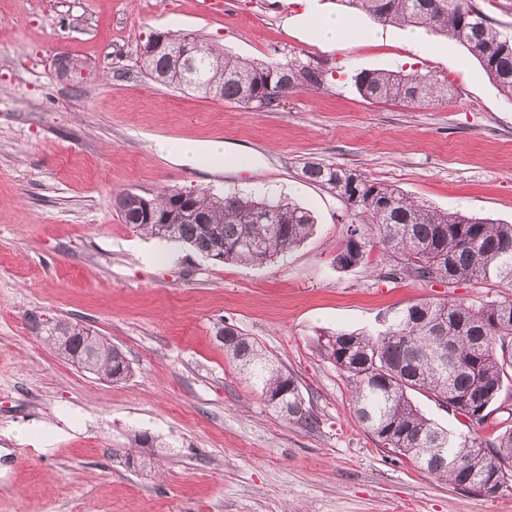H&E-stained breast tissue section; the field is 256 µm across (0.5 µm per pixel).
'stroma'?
<instances>
[{"instance_id": "obj_1", "label": "stroma", "mask_w": 512, "mask_h": 512, "mask_svg": "<svg viewBox=\"0 0 512 512\" xmlns=\"http://www.w3.org/2000/svg\"><path fill=\"white\" fill-rule=\"evenodd\" d=\"M210 2L0 0V512H512V490L463 492L379 447L319 347L324 334L377 331L414 301L512 287L391 283L373 260L336 268L351 215L301 177L321 158L432 209L512 224V99L460 43L424 27L407 41L340 0ZM309 7L371 36L320 47L299 25ZM167 31L240 59L296 58L323 82L272 110L162 86L139 56ZM363 70L427 75L447 95L374 102L355 88ZM213 139L230 163L185 166L159 149ZM172 186L273 194L312 210L314 233L261 267L180 243L174 260L150 261L149 237L115 200ZM32 313L91 326L127 356L129 377L72 365L34 336ZM225 321L297 378L319 427L265 406L214 336ZM34 422L42 431L20 438ZM137 431L162 443L160 467L126 464Z\"/></svg>"}]
</instances>
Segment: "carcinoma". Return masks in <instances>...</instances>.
I'll return each mask as SVG.
<instances>
[{
	"label": "carcinoma",
	"instance_id": "cac0c4a2",
	"mask_svg": "<svg viewBox=\"0 0 512 512\" xmlns=\"http://www.w3.org/2000/svg\"><path fill=\"white\" fill-rule=\"evenodd\" d=\"M375 20L425 25L462 43L487 76L512 99V36L497 30L474 0H347ZM141 68L153 81L191 89L212 86L221 98L244 108L276 105L301 88L318 87L320 70L296 58L286 62L241 61L191 33L154 34L140 53ZM372 101H421L433 96L427 75L365 70L354 79ZM302 174L340 198L352 214L346 237L333 257L336 268L353 269L378 252L387 282L405 277L456 288L496 282L512 286V224L442 212L419 204L390 184L321 159L303 163ZM126 192L116 204L124 223L165 242L183 243L203 258L224 245V262L263 266L299 247L314 229L305 207L270 197L218 194L168 187L150 199ZM275 223L258 224V208ZM375 335L336 332L321 344L325 359L344 372L352 388L357 419L384 448L448 484L492 494L512 483V419L497 423L490 441L456 438L413 402L419 393L473 429L500 409L512 387V298L491 297L471 304L451 298L420 300L384 319ZM30 330L61 357L79 360L100 380L120 382L131 371L125 354L102 336L92 340L61 318L31 315ZM224 355L245 369L260 397L278 417L306 429L319 425L293 374L275 366L262 348L234 325L217 328Z\"/></svg>",
	"mask_w": 512,
	"mask_h": 512
}]
</instances>
